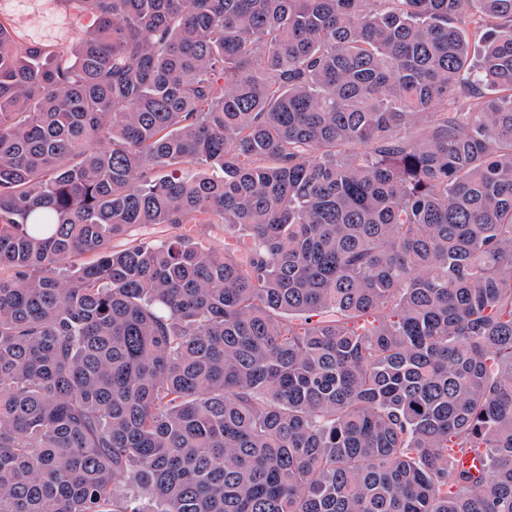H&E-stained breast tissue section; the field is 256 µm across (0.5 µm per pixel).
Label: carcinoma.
Instances as JSON below:
<instances>
[{"label": "carcinoma", "instance_id": "1", "mask_svg": "<svg viewBox=\"0 0 512 512\" xmlns=\"http://www.w3.org/2000/svg\"><path fill=\"white\" fill-rule=\"evenodd\" d=\"M62 2L0 23V512H512V0ZM0 0V21L11 30L14 37L23 43L58 44L70 42L77 35L89 28L93 19L91 16L75 15L66 7L61 0H37L40 7L36 8L31 0H11L10 4H1ZM69 14L76 20L75 28L71 33L60 40H42L44 36L51 33L61 16ZM181 231L171 228L166 224L150 226H137L130 231L132 238H139L147 241L160 242L179 234ZM192 227V232L203 239L207 246L224 251V226L222 224H197Z\"/></svg>", "mask_w": 512, "mask_h": 512}]
</instances>
